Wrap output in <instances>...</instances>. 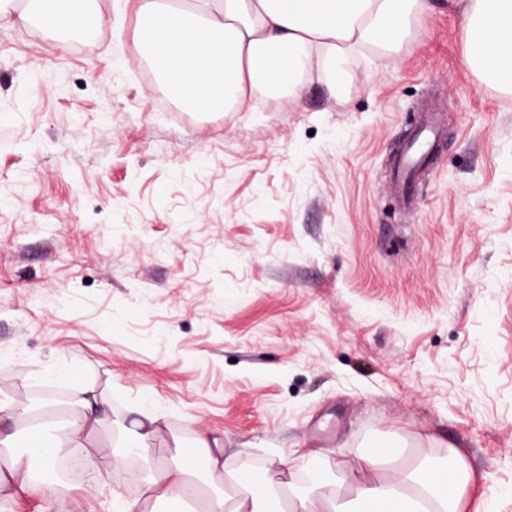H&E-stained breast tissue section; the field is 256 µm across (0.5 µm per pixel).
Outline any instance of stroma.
Listing matches in <instances>:
<instances>
[{"label": "stroma", "instance_id": "1", "mask_svg": "<svg viewBox=\"0 0 512 512\" xmlns=\"http://www.w3.org/2000/svg\"><path fill=\"white\" fill-rule=\"evenodd\" d=\"M465 0H429L336 88L189 112L134 62L133 0L60 44L0 14V395L107 389L100 440L165 418L249 482L353 496L340 448H457L512 512V92L468 65ZM445 125L412 216L386 186L416 113ZM108 460L0 512H113Z\"/></svg>", "mask_w": 512, "mask_h": 512}]
</instances>
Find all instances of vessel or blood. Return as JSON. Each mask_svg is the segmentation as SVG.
Wrapping results in <instances>:
<instances>
[{
	"mask_svg": "<svg viewBox=\"0 0 512 512\" xmlns=\"http://www.w3.org/2000/svg\"><path fill=\"white\" fill-rule=\"evenodd\" d=\"M442 131V125L435 115H423L412 137L397 154L392 172V189L404 206L412 205L414 189L420 181L426 159L438 147Z\"/></svg>",
	"mask_w": 512,
	"mask_h": 512,
	"instance_id": "obj_1",
	"label": "vessel or blood"
}]
</instances>
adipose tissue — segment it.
Masks as SVG:
<instances>
[{"instance_id": "adipose-tissue-1", "label": "adipose tissue", "mask_w": 512, "mask_h": 512, "mask_svg": "<svg viewBox=\"0 0 512 512\" xmlns=\"http://www.w3.org/2000/svg\"><path fill=\"white\" fill-rule=\"evenodd\" d=\"M17 18L48 32L101 27L96 0H23ZM424 0H134L137 52L193 112H226L246 94L301 95L312 71L330 83L344 80V60L368 48L394 49L408 35ZM466 53L480 76L512 89V0H469ZM75 411L64 439L30 442L27 455L14 437L0 434V495L32 484V462L48 466L63 449H83L89 462L105 455L99 431L111 420L105 391L81 386L69 396ZM337 468L349 479L357 512H467L472 470L454 448L444 467L399 465L400 452L386 443L361 450L342 448ZM226 473L221 448L201 433L192 453L176 452L138 478L135 502L115 497L116 512H154L161 501L205 496V512H260L267 486L242 484L236 495L221 491Z\"/></svg>"}]
</instances>
